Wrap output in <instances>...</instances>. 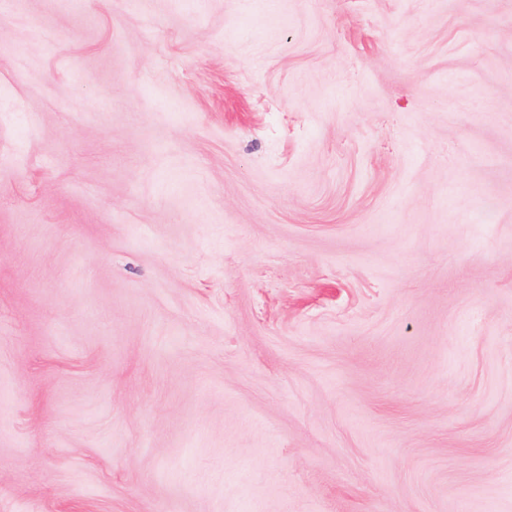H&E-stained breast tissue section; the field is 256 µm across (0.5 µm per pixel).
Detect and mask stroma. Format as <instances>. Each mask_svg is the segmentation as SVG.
<instances>
[{
	"mask_svg": "<svg viewBox=\"0 0 512 512\" xmlns=\"http://www.w3.org/2000/svg\"><path fill=\"white\" fill-rule=\"evenodd\" d=\"M0 512H512V0H9Z\"/></svg>",
	"mask_w": 512,
	"mask_h": 512,
	"instance_id": "obj_1",
	"label": "stroma"
}]
</instances>
